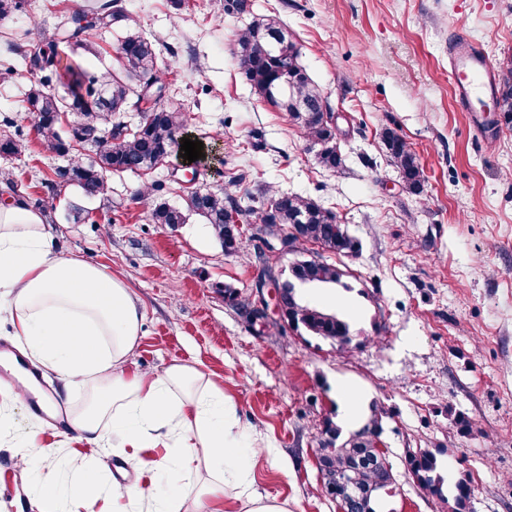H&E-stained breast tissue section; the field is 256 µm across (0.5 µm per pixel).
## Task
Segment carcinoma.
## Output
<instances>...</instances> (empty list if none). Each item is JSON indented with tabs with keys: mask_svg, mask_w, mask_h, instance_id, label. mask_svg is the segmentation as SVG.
<instances>
[{
	"mask_svg": "<svg viewBox=\"0 0 512 512\" xmlns=\"http://www.w3.org/2000/svg\"><path fill=\"white\" fill-rule=\"evenodd\" d=\"M219 10L226 14L249 11L248 0H216ZM126 20L121 0H93L87 8L74 12L64 24L61 37L75 45L82 44L91 31L110 28ZM31 36L7 38L9 50L27 60L32 74H41L40 87L26 100V112L34 119L37 139L46 152L67 159V164L55 169L57 178L51 187L75 184L85 196L97 197L106 193L108 177L114 172L141 173L154 170L177 150L187 133L182 108L170 103L158 106L157 112L143 123L129 127L121 122V113L136 107L139 91L148 88L161 92L165 87L157 66L152 41L143 32L128 29L120 40V68L91 73L80 65L62 64L54 48L38 51L24 50L22 40ZM234 52L239 66L255 93L288 113L305 131L311 147H319L316 162L325 170L338 172L344 159L336 141V128L331 126L322 109V97L311 83L300 63V52L283 24L275 19H256L240 29L235 38ZM69 74V81L59 90L52 86V75L59 68ZM496 108L504 120L512 123V75L502 78L497 88ZM75 117L72 134L62 130V117ZM382 142L389 164L397 171L403 190L411 195L422 192L424 176L416 154L403 137L385 130ZM23 146V133L0 132V154H15ZM93 149L88 161L79 158L78 147ZM193 211L204 217L224 251L234 253L243 245L235 225L228 223L229 212L237 205L233 192L195 191L189 199ZM152 222L174 227L184 223L178 208L166 203L155 205ZM259 219L264 221L265 235L291 237L297 232L306 242L319 244L336 253L355 255L361 243L350 235L336 214L312 198L298 195L262 192ZM338 284L340 273L335 266L317 261H304L290 270L282 283V304L288 325L295 331H305L324 340L342 345L352 342L350 325L337 315H329L299 300L295 283ZM250 327L265 325L263 310L249 303L242 304ZM384 411L373 407L368 422L348 437L341 429L326 421L322 433L335 434L338 443L324 442L318 469L323 487L332 500L348 484L363 492L343 505L344 512H379L381 493L393 489L395 479L386 452L378 447L376 429L382 426ZM406 466L424 492L448 502L444 487L454 492L455 512H464L470 502V488L464 479L445 484L441 464L436 455L418 448L407 452Z\"/></svg>",
	"mask_w": 512,
	"mask_h": 512,
	"instance_id": "1",
	"label": "carcinoma"
}]
</instances>
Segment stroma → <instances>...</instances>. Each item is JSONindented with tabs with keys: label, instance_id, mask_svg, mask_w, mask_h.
I'll list each match as a JSON object with an SVG mask.
<instances>
[{
	"label": "stroma",
	"instance_id": "stroma-1",
	"mask_svg": "<svg viewBox=\"0 0 512 512\" xmlns=\"http://www.w3.org/2000/svg\"><path fill=\"white\" fill-rule=\"evenodd\" d=\"M85 0H26L0 20V37L37 29L38 45L102 71L117 66L120 29H98L86 45L58 40ZM249 14L219 13L211 0H124L128 24L154 43L165 99L182 106L189 134L212 154L195 181H174L172 155L148 174L117 173L106 195L45 185L61 157L45 153L25 117L36 86L22 60L0 82V127L24 130V145L0 156L8 193L45 202L62 246L109 268L133 293L142 336L127 369L159 374L172 362L198 365L224 391L256 453L248 461L257 495L288 512H336L316 452L325 421L344 425L348 401L361 416L382 406L383 441L396 477L391 512H450L407 475L405 456L449 450L453 477L469 483L472 512H512V123L486 116V133L455 101L448 43L480 45L498 74L512 62V0H250ZM274 16L300 49V62L333 111L344 168L322 169L303 130L251 89L233 54L238 30ZM398 131L424 171L421 194L403 192L380 139ZM236 180L249 238L225 254L204 218L186 209L192 192ZM163 183L160 198L140 197ZM297 194L336 213L362 248L339 256L304 245L300 254L263 253L253 232L260 191ZM186 210L170 229L149 221L156 201ZM336 265L341 284L303 285L302 302L343 316L354 339L338 347L285 325L250 328L225 298L258 304L263 268L296 257ZM472 423L460 433L455 420ZM39 432L42 474L65 483L93 470L113 475L111 444L34 421L0 384V512H35L32 477L15 458L29 429ZM170 449L141 448L130 479L170 490Z\"/></svg>",
	"mask_w": 512,
	"mask_h": 512
}]
</instances>
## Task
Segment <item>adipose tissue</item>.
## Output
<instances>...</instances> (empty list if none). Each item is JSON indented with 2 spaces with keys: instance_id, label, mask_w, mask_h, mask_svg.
Listing matches in <instances>:
<instances>
[{
  "instance_id": "ef3b65f1",
  "label": "adipose tissue",
  "mask_w": 512,
  "mask_h": 512,
  "mask_svg": "<svg viewBox=\"0 0 512 512\" xmlns=\"http://www.w3.org/2000/svg\"><path fill=\"white\" fill-rule=\"evenodd\" d=\"M9 312L23 350L66 385L89 383L96 393L70 412V428L87 442L117 437L115 452L152 448L166 430L182 474L156 512H224L228 493L247 495L251 445L224 392L198 367L172 363L161 374L125 369L142 334V315L126 283L107 268L64 251L52 225L21 197L0 198V310ZM29 431L16 455L34 471L38 512H56L61 494L90 497L99 476L90 471L61 488L35 472L41 450ZM209 478L196 479L199 468Z\"/></svg>"
}]
</instances>
